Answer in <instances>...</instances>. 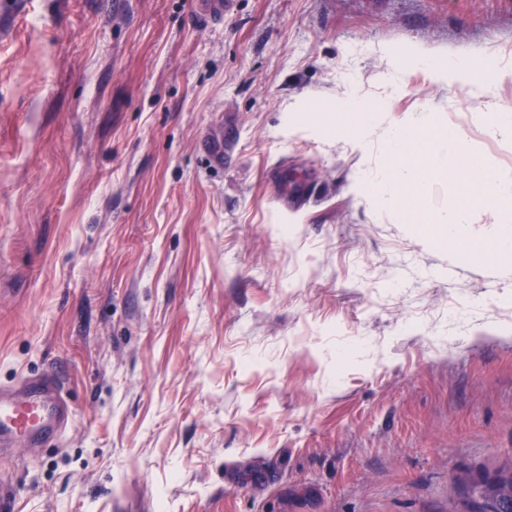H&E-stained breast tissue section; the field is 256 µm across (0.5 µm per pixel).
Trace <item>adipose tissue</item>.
Instances as JSON below:
<instances>
[{
  "mask_svg": "<svg viewBox=\"0 0 512 512\" xmlns=\"http://www.w3.org/2000/svg\"><path fill=\"white\" fill-rule=\"evenodd\" d=\"M412 57L415 66L425 70L432 81L439 84L455 82L461 91L459 101L465 105L473 100L476 79H483L485 85L497 88L512 84V62L501 58L471 56L462 60H444L419 50L414 51Z\"/></svg>",
  "mask_w": 512,
  "mask_h": 512,
  "instance_id": "1",
  "label": "adipose tissue"
}]
</instances>
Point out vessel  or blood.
<instances>
[{
    "label": "vessel or blood",
    "mask_w": 512,
    "mask_h": 512,
    "mask_svg": "<svg viewBox=\"0 0 512 512\" xmlns=\"http://www.w3.org/2000/svg\"><path fill=\"white\" fill-rule=\"evenodd\" d=\"M198 18L205 23L221 22L233 0H199ZM200 150L214 168H223L226 158L223 136L206 135ZM64 423L63 406L51 376L29 377L20 394L0 391V438H48Z\"/></svg>",
    "instance_id": "b4317fda"
}]
</instances>
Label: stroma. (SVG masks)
Instances as JSON below:
<instances>
[{"instance_id": "obj_1", "label": "stroma", "mask_w": 512, "mask_h": 512, "mask_svg": "<svg viewBox=\"0 0 512 512\" xmlns=\"http://www.w3.org/2000/svg\"><path fill=\"white\" fill-rule=\"evenodd\" d=\"M197 2L0 0V387L71 411L0 442L17 512H455L512 456V272L362 199L380 141L302 111L391 94L512 172L404 52L512 60V0ZM234 0H200L198 19L204 23H220L232 8ZM200 151L205 155L210 165L217 169H224V164L229 162L225 158L224 137L222 135H204L200 141Z\"/></svg>"}]
</instances>
